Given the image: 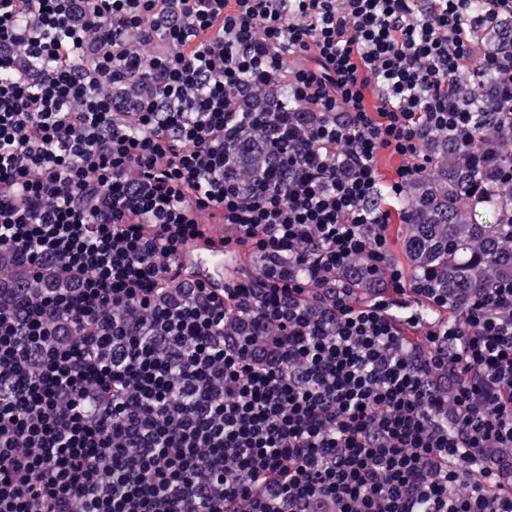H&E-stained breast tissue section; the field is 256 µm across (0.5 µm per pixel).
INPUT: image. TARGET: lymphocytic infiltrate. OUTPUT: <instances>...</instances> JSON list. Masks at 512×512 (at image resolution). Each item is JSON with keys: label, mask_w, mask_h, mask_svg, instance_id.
I'll use <instances>...</instances> for the list:
<instances>
[{"label": "lymphocytic infiltrate", "mask_w": 512, "mask_h": 512, "mask_svg": "<svg viewBox=\"0 0 512 512\" xmlns=\"http://www.w3.org/2000/svg\"><path fill=\"white\" fill-rule=\"evenodd\" d=\"M482 2L0 0V512H512V288L421 337L346 271L458 76L512 105Z\"/></svg>", "instance_id": "f902f5d3"}]
</instances>
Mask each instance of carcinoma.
Segmentation results:
<instances>
[{
	"mask_svg": "<svg viewBox=\"0 0 512 512\" xmlns=\"http://www.w3.org/2000/svg\"><path fill=\"white\" fill-rule=\"evenodd\" d=\"M490 41L512 43V19L484 29ZM453 93L471 112V136L427 132V152L439 174L411 185L403 209L410 215L401 248L412 278L427 279L448 292V309L462 310L480 290L512 282V180L501 169L512 165V112L499 97L494 75L480 89L456 82ZM489 215L493 223L478 218Z\"/></svg>",
	"mask_w": 512,
	"mask_h": 512,
	"instance_id": "obj_1",
	"label": "carcinoma"
}]
</instances>
